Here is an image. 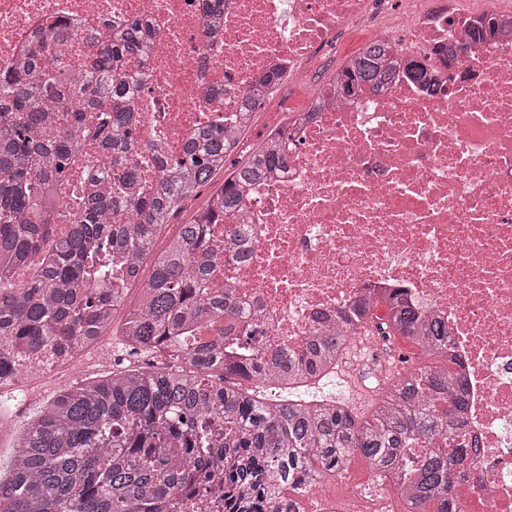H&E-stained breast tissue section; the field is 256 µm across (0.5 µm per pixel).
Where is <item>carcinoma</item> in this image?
<instances>
[{
    "instance_id": "obj_1",
    "label": "carcinoma",
    "mask_w": 512,
    "mask_h": 512,
    "mask_svg": "<svg viewBox=\"0 0 512 512\" xmlns=\"http://www.w3.org/2000/svg\"><path fill=\"white\" fill-rule=\"evenodd\" d=\"M143 30L129 23L110 40L90 34L97 48L91 70L71 80L45 70L43 48L70 38L56 27L40 39L28 60L0 72V386L51 353L73 358L105 333L124 312L120 338L131 355H163L164 368L134 362L96 380H80L49 397L14 444L7 476L0 477V512H178L187 490L185 472L205 481L201 447L224 418V471L236 487L234 512H303L286 489L305 495L308 485L345 469L360 453L373 474L393 484L408 512H463L455 497L459 448L451 444L465 412L455 384L458 362L448 347V326L422 322L397 291L372 292L337 315L338 325L313 337L298 353L284 355L286 374L266 371L264 352L250 348V331L230 289L207 294L209 226L231 219L241 205V185L287 161L288 126L263 150L226 167L233 143L215 126L197 137L181 166L143 193L126 159L139 121L124 62L137 57ZM395 74L391 49L365 44L336 73V92L375 88ZM87 112H104L95 129L112 179L84 202L66 237L54 241L44 223L43 202L63 179ZM222 189L204 212L181 226L163 252L154 253L161 229L214 176ZM127 256L132 266L149 258L152 271L141 303L126 308L128 287L102 271L91 285L90 249ZM45 251L43 267L24 285L16 270ZM386 308L377 328L401 336L448 367L400 376L384 390L370 415L329 398L268 400L247 381L295 389L323 381L353 337L371 324V309ZM224 323L213 336L202 329ZM448 433V447L430 448L416 471L403 464L414 439Z\"/></svg>"
}]
</instances>
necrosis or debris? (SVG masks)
Instances as JSON below:
<instances>
[{
  "mask_svg": "<svg viewBox=\"0 0 512 512\" xmlns=\"http://www.w3.org/2000/svg\"><path fill=\"white\" fill-rule=\"evenodd\" d=\"M368 0H0V68L25 57L55 22L74 40L43 64L89 69L87 32L133 19L146 26L134 96L142 121L129 162L154 179L212 125L252 155L263 138L244 115L266 76L299 72L334 52L337 34L364 19ZM495 20V33L480 31ZM404 70L353 96L306 100L288 125L285 165L244 185L231 223L215 224L210 287L232 289L267 361L302 349L359 296L393 288L421 317L448 324L468 407L455 491L463 512H512V0H396L372 31ZM103 150L87 140L59 186L56 223L69 225L85 192L111 183ZM310 512H397L388 493L337 501L310 485Z\"/></svg>",
  "mask_w": 512,
  "mask_h": 512,
  "instance_id": "obj_1",
  "label": "necrosis or debris"
}]
</instances>
